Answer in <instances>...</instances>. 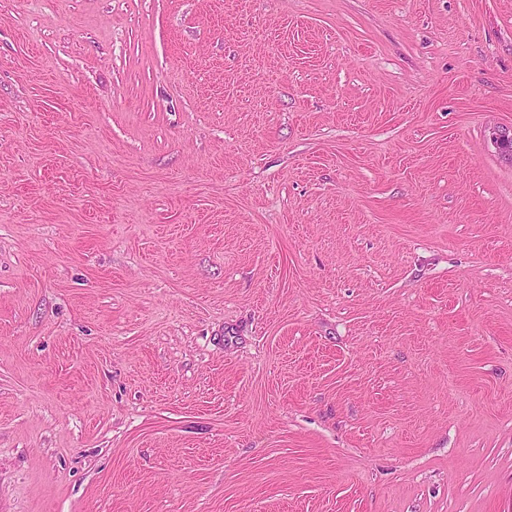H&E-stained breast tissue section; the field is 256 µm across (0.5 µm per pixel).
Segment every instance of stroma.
I'll return each mask as SVG.
<instances>
[{
	"label": "stroma",
	"instance_id": "35a3bbf8",
	"mask_svg": "<svg viewBox=\"0 0 512 512\" xmlns=\"http://www.w3.org/2000/svg\"><path fill=\"white\" fill-rule=\"evenodd\" d=\"M512 0H0V512H512Z\"/></svg>",
	"mask_w": 512,
	"mask_h": 512
}]
</instances>
